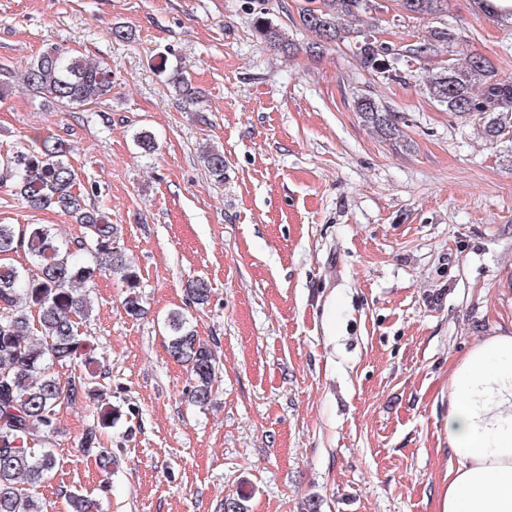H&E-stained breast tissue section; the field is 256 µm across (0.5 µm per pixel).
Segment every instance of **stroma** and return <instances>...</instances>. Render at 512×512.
<instances>
[{"instance_id": "1", "label": "stroma", "mask_w": 512, "mask_h": 512, "mask_svg": "<svg viewBox=\"0 0 512 512\" xmlns=\"http://www.w3.org/2000/svg\"><path fill=\"white\" fill-rule=\"evenodd\" d=\"M312 0H0V154L37 137L71 141L88 201L117 224L145 313L129 317L125 283L99 273L78 332L106 368L105 394L64 409L58 471L39 493L64 492L103 512H437L456 464L444 422L453 366L512 327V144L482 135L419 88L446 60L478 53L512 78V21L478 0H448L443 20L413 19L376 0L377 37L392 48L456 30L401 79L363 69L354 20L318 56L299 23ZM297 44L275 50L261 27ZM124 26L131 38L114 40ZM54 46L112 64V94L76 109L37 96L27 61ZM184 73L201 95L180 99ZM367 94L400 118L382 139L353 108ZM155 137L154 152L134 143ZM224 152V179L201 159ZM0 224L83 229L33 209L0 183ZM208 281L190 305L186 282ZM187 309L219 370L213 401L189 405V374L167 351L164 320ZM97 425L116 458L104 474L78 441Z\"/></svg>"}]
</instances>
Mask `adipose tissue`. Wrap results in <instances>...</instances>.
Instances as JSON below:
<instances>
[{"mask_svg":"<svg viewBox=\"0 0 512 512\" xmlns=\"http://www.w3.org/2000/svg\"><path fill=\"white\" fill-rule=\"evenodd\" d=\"M448 472L437 512H512V333L478 342L452 370Z\"/></svg>","mask_w":512,"mask_h":512,"instance_id":"adipose-tissue-1","label":"adipose tissue"}]
</instances>
